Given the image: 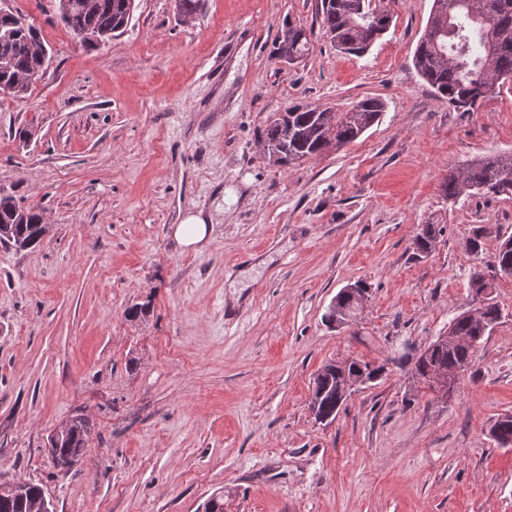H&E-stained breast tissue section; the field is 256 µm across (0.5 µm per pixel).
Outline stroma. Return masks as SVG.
Returning a JSON list of instances; mask_svg holds the SVG:
<instances>
[{"mask_svg":"<svg viewBox=\"0 0 512 512\" xmlns=\"http://www.w3.org/2000/svg\"><path fill=\"white\" fill-rule=\"evenodd\" d=\"M51 56L24 98L0 94V196L39 210L29 248L0 244V484L40 485L54 512H512V447L488 434L512 413V278L503 317L448 399L417 390L397 357L420 353L474 307L494 224L512 198L440 192L448 172L512 154V88L464 112L412 57L432 0H397L361 57L321 27L320 0H135L111 43L85 48L58 0H10ZM307 55H273L286 25ZM383 100L355 142L269 163L259 133L304 103ZM204 211L200 250L177 224ZM445 224L416 255L420 224ZM362 281L347 325L324 322ZM386 364L332 422L309 409L327 362ZM81 415L83 455L54 466L49 439Z\"/></svg>","mask_w":512,"mask_h":512,"instance_id":"obj_1","label":"stroma"}]
</instances>
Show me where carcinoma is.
Wrapping results in <instances>:
<instances>
[{"label":"carcinoma","instance_id":"1","mask_svg":"<svg viewBox=\"0 0 512 512\" xmlns=\"http://www.w3.org/2000/svg\"><path fill=\"white\" fill-rule=\"evenodd\" d=\"M336 5L321 7V26L330 41L352 55L366 53L390 28L393 14L382 0H335ZM134 0H59L60 19L76 36L93 25L103 32L106 42L128 24ZM41 40L30 26H16L10 16L0 15V88L14 87L23 96L21 78L39 65L36 52ZM309 51L307 31L286 27L275 39L274 56L294 61ZM414 66L436 93L464 112L475 111L485 100L512 83V0H433L426 28L413 56ZM384 104L377 97H365L344 112L296 104L276 116L262 131L261 141L269 161L288 166L340 149L357 140L379 121ZM448 200L461 196L512 198V156L488 154L448 173L441 183ZM444 225L424 224L413 237V250L419 255L437 245ZM45 233L41 216L17 204L11 197H0V243L19 249L40 241ZM492 227L478 226L466 242L477 254L482 239ZM499 247L488 264L490 274L477 271L470 288L480 299V313L458 315L448 327V336L436 339L416 357L410 369L417 383L434 389L431 371L467 372L486 333L502 317V309L492 294L494 281L512 278V236L498 235ZM362 366L380 375L383 367L353 360L349 366L329 363L314 380L310 409L319 421L336 416L347 398L353 368ZM89 433V421L72 419L69 431L50 439L53 460L68 466L82 453ZM491 438L502 448L512 446V413L498 417L489 429ZM43 490L19 481L0 485V512H31V504L42 498Z\"/></svg>","mask_w":512,"mask_h":512}]
</instances>
